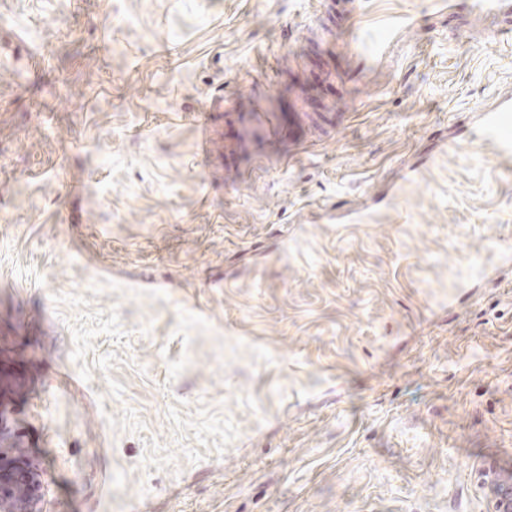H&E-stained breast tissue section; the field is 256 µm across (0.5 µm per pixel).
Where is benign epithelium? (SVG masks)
<instances>
[{
  "label": "benign epithelium",
  "instance_id": "obj_1",
  "mask_svg": "<svg viewBox=\"0 0 512 512\" xmlns=\"http://www.w3.org/2000/svg\"><path fill=\"white\" fill-rule=\"evenodd\" d=\"M482 476L492 512H512V482L498 479L490 462L483 466ZM45 492L39 470L16 464L13 454L0 449V512H43Z\"/></svg>",
  "mask_w": 512,
  "mask_h": 512
}]
</instances>
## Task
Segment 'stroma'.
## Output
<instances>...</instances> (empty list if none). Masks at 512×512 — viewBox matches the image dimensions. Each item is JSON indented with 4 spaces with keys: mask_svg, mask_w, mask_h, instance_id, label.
<instances>
[{
    "mask_svg": "<svg viewBox=\"0 0 512 512\" xmlns=\"http://www.w3.org/2000/svg\"><path fill=\"white\" fill-rule=\"evenodd\" d=\"M318 7L0 0L42 55L0 70V448L46 512H489L512 471V176L436 147L512 47L424 30L355 95ZM258 101L305 150L240 151ZM497 469L492 463H486L482 469V476L485 487L488 489L493 512L512 511V482L499 480Z\"/></svg>",
    "mask_w": 512,
    "mask_h": 512,
    "instance_id": "stroma-1",
    "label": "stroma"
}]
</instances>
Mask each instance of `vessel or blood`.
Segmentation results:
<instances>
[{
  "label": "vessel or blood",
  "instance_id": "vessel-or-blood-1",
  "mask_svg": "<svg viewBox=\"0 0 512 512\" xmlns=\"http://www.w3.org/2000/svg\"><path fill=\"white\" fill-rule=\"evenodd\" d=\"M347 36L342 41L343 77L354 90L375 91L384 75L398 68L417 36L415 15L396 8L395 0H341ZM426 18L434 33H449L483 46L497 45L487 24L512 33V0H428ZM470 131L490 144L499 158L512 159V81L472 108Z\"/></svg>",
  "mask_w": 512,
  "mask_h": 512
}]
</instances>
